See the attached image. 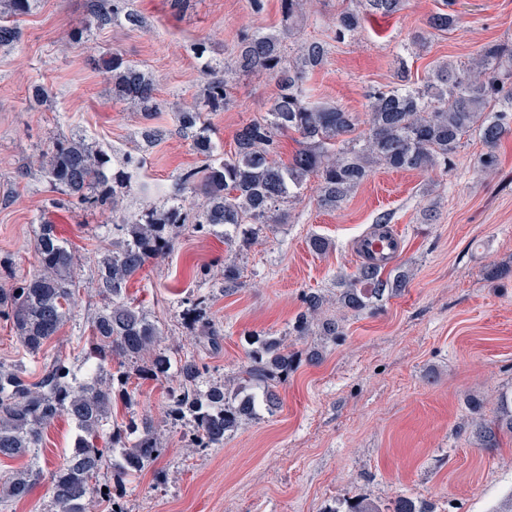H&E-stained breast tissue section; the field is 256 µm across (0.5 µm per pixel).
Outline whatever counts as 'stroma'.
Returning <instances> with one entry per match:
<instances>
[{
  "mask_svg": "<svg viewBox=\"0 0 512 512\" xmlns=\"http://www.w3.org/2000/svg\"><path fill=\"white\" fill-rule=\"evenodd\" d=\"M18 18L21 38L0 47V287L38 267L36 234L42 221L76 251L71 318L38 356H30L0 317V363L24 364L37 380L45 362L59 357L78 376L91 368L84 356L90 316L103 303L95 288L98 262L112 243V213L69 202L53 192L40 169L54 139L80 137L114 152L143 157L132 173L123 208L131 216L163 209L183 171L202 166L177 112L204 94V61L232 60L242 32L281 29L280 0L254 12L249 0H128L140 26L88 25V0H31ZM341 0H317L288 41L331 44L325 65L309 75L310 98L354 113L365 130L367 94L393 85L399 67L424 83L440 62L470 61L492 41L512 40V0H407L391 16L368 19L354 36L334 42ZM454 8L457 29L437 32L426 21ZM423 49H413L416 34ZM152 76L159 108L151 121L117 100L93 61L109 50ZM277 92L265 74L239 76L226 108L209 113L220 153L233 152L235 136L261 118ZM159 133L153 145L145 127ZM478 136L465 140L449 171L375 167L338 210L319 209L317 182L308 179L291 202L287 223L261 229L247 242L228 245L223 235L180 228L175 246L146 265L128 284V296L163 331V346L203 357L212 380L235 377L253 333L284 338L303 359L276 392L274 414H260L229 435L223 447H189L186 427L165 421L167 381L134 379L131 400L116 399L120 420L149 415L159 423L167 453L121 489L127 512H323L325 505L360 493L378 505L400 495L435 512H501L512 499V439L500 448H474L466 429L469 398L482 399L493 419L498 398L512 390V135L499 145V166L477 173ZM390 214L398 233L399 265L410 284L384 300L380 311L346 314L345 334L332 342L294 336L290 328L308 291L336 312V280L361 264L359 240L378 215ZM327 237L322 255L310 235ZM236 264L241 285L224 290V266ZM211 298V316L223 339L216 350L199 343L186 323V299ZM319 349V363L305 354ZM76 430L67 418L44 432L38 462L61 468ZM165 483H156L155 472Z\"/></svg>",
  "mask_w": 512,
  "mask_h": 512,
  "instance_id": "35a3bbf8",
  "label": "stroma"
}]
</instances>
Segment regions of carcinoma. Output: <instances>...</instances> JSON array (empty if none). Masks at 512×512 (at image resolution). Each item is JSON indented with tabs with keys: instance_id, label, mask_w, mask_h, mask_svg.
Returning a JSON list of instances; mask_svg holds the SVG:
<instances>
[{
	"instance_id": "1",
	"label": "carcinoma",
	"mask_w": 512,
	"mask_h": 512,
	"mask_svg": "<svg viewBox=\"0 0 512 512\" xmlns=\"http://www.w3.org/2000/svg\"><path fill=\"white\" fill-rule=\"evenodd\" d=\"M307 0H281L284 21L302 15ZM336 12V40L343 41L360 30L374 15L390 16L405 0H348ZM31 9V0H3L0 17L21 16ZM91 22L102 29L119 18L132 25L140 16L126 9L125 0H90ZM458 15L439 12L428 26L447 32L459 26ZM291 28L240 35L235 61L224 68L210 67V80L203 101L177 112L180 129L192 134L193 146L205 157V165L183 172L172 186L169 205L112 225L117 237L112 250L99 261L97 288L107 300L89 322L90 357L97 360L88 380H80L72 367L55 358L46 364L40 378L29 382L23 369L0 364V459H27L23 466L0 475V505L24 499L43 478L35 450L44 430L61 415L68 416L77 433L66 464L51 473L53 512H97L95 496L103 494L106 512H125L121 497L101 492L97 478L105 473L113 487L123 486L150 467L167 448L149 417L129 424L112 418L114 396L132 398L131 374L125 362L136 364L144 379H170L166 420L171 425L191 427L193 448H221L227 435L253 419L260 410L274 413L278 403L272 387L286 379L301 361L281 338L252 334L246 361L232 382L199 387L206 371L196 359H176L159 347L161 330L128 299L130 280L150 261L174 246L175 229L186 224L188 196L201 195L195 217L198 232H224L242 238L263 227L285 223L278 207L301 194L307 178L317 179L316 204L336 210L366 180L373 166L396 170L448 171L463 139L477 134L485 146L476 159L479 173L488 174L499 165L498 146L512 133V44H484L467 65L435 66L423 85L411 84L399 75V83L368 92L369 125L356 133L357 118L331 104L310 101L305 78L322 66L328 54L319 41L297 46L295 56H286ZM97 66L112 80V91L153 119L154 82L119 51L104 53ZM264 73L275 79L278 93L266 116L238 131L235 149L221 156L211 137L205 111L229 104L233 75ZM298 135V148L286 160L273 158L278 137ZM111 157L82 139L57 138L43 155L40 168L61 194L92 208L117 212L123 190L130 187L131 168L140 158L126 155L118 168ZM36 249L39 269L0 288V315L12 321L15 335L26 351L36 356L68 321L73 295L74 255L55 234L49 221L39 227ZM408 272L395 267L363 263L349 278L337 280L336 302L352 314L373 313L385 298L407 287ZM304 309L291 331L312 334L320 320L321 335L337 340L344 335V319L321 317L323 301L316 293L302 296ZM183 317L198 328V339L211 349L220 347L221 329L210 316V299L200 295L183 310ZM121 358L112 367V357ZM480 403L472 402L473 419L468 427L472 444L483 450L501 445L502 435H512V394L499 398L492 420L479 416ZM323 512H382L378 505L354 495ZM387 512H434L423 501L398 496Z\"/></svg>"
}]
</instances>
